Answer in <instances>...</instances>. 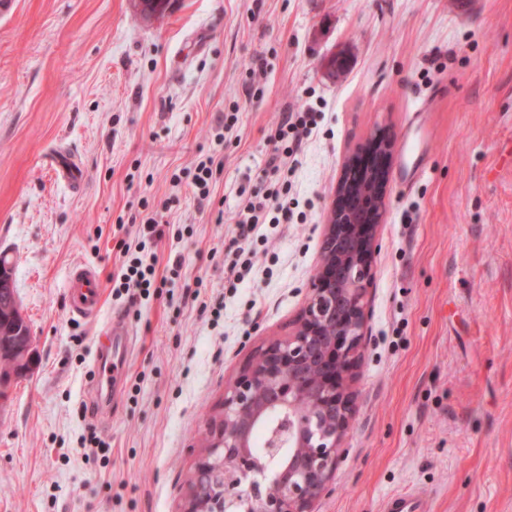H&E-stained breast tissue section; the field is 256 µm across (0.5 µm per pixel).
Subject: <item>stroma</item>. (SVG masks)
<instances>
[{
    "label": "stroma",
    "instance_id": "obj_1",
    "mask_svg": "<svg viewBox=\"0 0 512 512\" xmlns=\"http://www.w3.org/2000/svg\"><path fill=\"white\" fill-rule=\"evenodd\" d=\"M346 58L343 72L326 64ZM262 97L245 93L248 85ZM324 115L294 175L305 220L265 225L254 272L224 289L239 188L254 189L285 108ZM429 105L413 123L417 105ZM224 171L199 206L173 175L211 146ZM399 148L345 453L318 512H512V0H176L143 21L133 0L0 5V253L33 336L0 397V512H181L185 477L224 389L289 336L320 261L348 156L377 129ZM169 200L158 274L174 288L130 308L108 277L145 203ZM80 265L102 281L97 318L69 310ZM223 298L221 317L185 297ZM121 315L132 350L91 409L98 336ZM109 446L81 448L85 428Z\"/></svg>",
    "mask_w": 512,
    "mask_h": 512
}]
</instances>
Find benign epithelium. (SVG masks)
Segmentation results:
<instances>
[{"instance_id":"7a95c632","label":"benign epithelium","mask_w":512,"mask_h":512,"mask_svg":"<svg viewBox=\"0 0 512 512\" xmlns=\"http://www.w3.org/2000/svg\"><path fill=\"white\" fill-rule=\"evenodd\" d=\"M396 150V136L379 128L368 139L367 160L355 153L346 162L307 305L292 334L270 341L225 389L181 512H315L355 414L352 381L385 217L386 167ZM31 346L29 338L13 348L22 372ZM272 419L273 441L259 453L253 433Z\"/></svg>"}]
</instances>
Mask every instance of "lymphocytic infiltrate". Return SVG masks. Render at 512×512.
Here are the masks:
<instances>
[{"mask_svg":"<svg viewBox=\"0 0 512 512\" xmlns=\"http://www.w3.org/2000/svg\"><path fill=\"white\" fill-rule=\"evenodd\" d=\"M319 118V113L311 107L287 109L276 128L271 130L268 136L272 146L271 157L258 175L263 189L245 197L231 217L235 229L225 246L230 260L224 266V286L229 291H236L251 273L254 245L260 238L261 227L279 224L292 217L288 201L293 188L292 176L302 145L317 128ZM237 121V115L226 116L222 132L213 136L215 150L199 155L185 171L199 203L205 204L210 200L211 186L224 167L218 150L224 145L225 133L232 131ZM162 235L158 220L151 214L144 219L136 244L120 243L123 260L118 271L111 276L113 297L133 306L139 300L162 294L164 289L173 287V277L182 266L181 258H174L169 275L160 278L156 275V257L148 256L146 252L147 243L158 240Z\"/></svg>","mask_w":512,"mask_h":512,"instance_id":"obj_1","label":"lymphocytic infiltrate"}]
</instances>
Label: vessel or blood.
Wrapping results in <instances>:
<instances>
[{
    "label": "vessel or blood",
    "mask_w": 512,
    "mask_h": 512,
    "mask_svg": "<svg viewBox=\"0 0 512 512\" xmlns=\"http://www.w3.org/2000/svg\"><path fill=\"white\" fill-rule=\"evenodd\" d=\"M68 302L78 316L96 317L101 308V285L97 272L90 266L75 267L68 279ZM127 330L119 316H112L101 332L96 361L97 375L89 391L93 405L106 404L112 388L123 373Z\"/></svg>",
    "instance_id": "1"
}]
</instances>
